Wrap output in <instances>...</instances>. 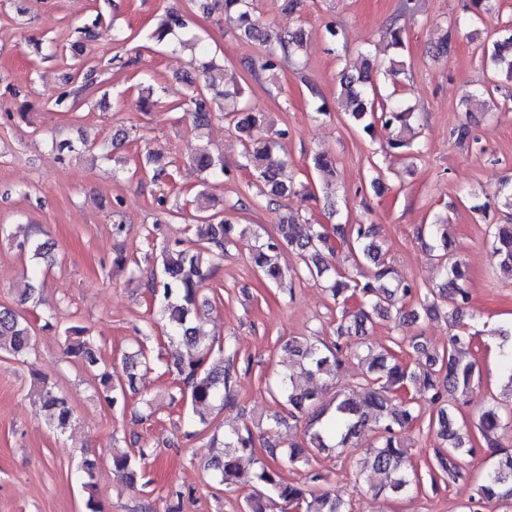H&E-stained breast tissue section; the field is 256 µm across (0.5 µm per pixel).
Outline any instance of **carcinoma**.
<instances>
[{
  "instance_id": "carcinoma-1",
  "label": "carcinoma",
  "mask_w": 512,
  "mask_h": 512,
  "mask_svg": "<svg viewBox=\"0 0 512 512\" xmlns=\"http://www.w3.org/2000/svg\"><path fill=\"white\" fill-rule=\"evenodd\" d=\"M217 5L224 14L235 16L238 28L246 38L267 47L265 70H275L280 58L296 55L303 48L302 30L282 37L259 26L253 0H217ZM183 27V16L169 12L161 18L151 38L163 42L175 29ZM484 55L512 80V30L484 49ZM97 81L93 69L69 78L73 86L57 97L55 107L67 110L75 107ZM369 84L367 70L356 74L344 70L339 74L338 104L349 120L366 133L378 123L386 127L408 126L411 109L397 102H376L375 92L368 89ZM242 95V89L236 85L220 91L207 80L202 86H190L178 109L190 115L194 127L200 128L210 122L212 104L224 100L229 105L227 115L232 117L235 128L244 136L242 167L249 170L252 179L263 183V194L278 197L297 193L287 163L270 160L273 141L268 135L264 113L244 104ZM193 162L207 172L212 181L224 179V160L214 155L209 147H200ZM313 165L325 178L333 174L334 159L327 152L315 154ZM296 220L293 214L281 215L276 235L254 247L252 262L269 282L279 285L288 278V270L275 258L281 250L288 249L304 260V267L294 271L295 278L325 282L334 300L344 305L351 299L357 300L355 310L343 309L336 327L337 338L361 335L373 319L386 317L393 311L400 319L412 324L439 314L445 307L448 317L456 323L468 312L467 275L453 253L448 220L433 224L430 229L431 249L436 251L435 257L445 280L438 291L424 297L419 296L415 283L393 276L392 269L385 264L384 247L377 239L373 225L334 224L329 233L321 224H298ZM195 231L198 238L195 247H185L179 241L162 246L160 275L153 278L150 291L154 303L159 306L167 341V357L160 356L158 360L164 363L167 371L175 374L180 400L187 412L199 414L215 402L224 401V393L229 390L235 374L234 363L224 361V351L218 350L215 356L212 345L206 343L199 324L204 312L199 304L201 285L213 262L224 256V245L236 236L245 235L246 229L213 213L200 217ZM487 233L498 258L499 271L512 277V224H490ZM339 245L347 247L355 266H360L363 261L373 265L368 279L353 278L334 264ZM64 343L66 354L80 361L86 369L97 366L95 341L86 335L84 328L77 325L66 328ZM469 344L467 330L453 333L447 349L429 354L428 369L423 372L410 369L388 351L368 353L360 358L366 365L362 387L358 390L339 389L325 405L307 381L317 376H335L342 366L339 345L290 340L288 353L297 357L299 370L280 374L273 394L293 419L306 418L304 436L307 446L292 445L285 449L270 444L266 452L273 463L247 472L241 461L253 453V434L247 426L242 430L234 429L224 435V450L212 461L218 483L228 488L251 483L263 487V494L246 498V512H268L275 504L281 505V512H350L349 502L322 491L321 486L327 483L328 476L313 467V456L329 448L356 444L367 433L374 432L378 441L369 446L367 463L380 481L372 489L393 496L405 495L416 488L417 476L407 467V445L401 432L416 419V398L425 396L436 408L431 427L435 428L436 436L443 444L435 452L436 468L450 482L463 478L460 459L473 454L475 448L467 444V423H458L445 407V395L458 392L466 397L473 392L477 364L467 358ZM182 347L197 350L198 358L185 360L180 353ZM32 349V329L27 318L13 309L0 308V353L24 359ZM150 362L151 358L141 351L125 358L122 368L125 380L116 382L111 373H101L100 400L112 409L125 408V385H133L138 367L148 366ZM32 376L49 425L66 432L73 423V409L67 397L55 391L39 371H32ZM473 426L487 440L489 447L500 451V457L481 478L476 495L467 506L468 512H480L486 503L512 502V452L505 444L512 426L504 422L502 407L497 401L483 406ZM150 456L148 448L133 451L117 448L111 455L112 473L135 483L142 477V465ZM284 464L307 469L305 481H288L282 475ZM82 471L86 476L83 488L88 494L87 506L91 512H100L96 499L97 461L85 459Z\"/></svg>"
}]
</instances>
